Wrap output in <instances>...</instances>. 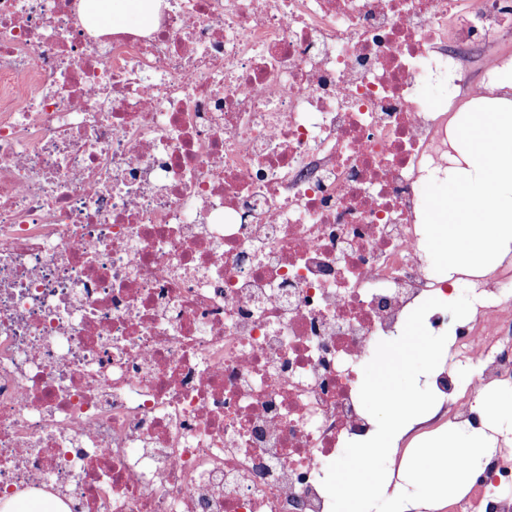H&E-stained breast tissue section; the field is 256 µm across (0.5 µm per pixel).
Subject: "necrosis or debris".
<instances>
[{"instance_id":"necrosis-or-debris-1","label":"necrosis or debris","mask_w":512,"mask_h":512,"mask_svg":"<svg viewBox=\"0 0 512 512\" xmlns=\"http://www.w3.org/2000/svg\"><path fill=\"white\" fill-rule=\"evenodd\" d=\"M0 0V500L68 512H331L372 416L357 371L444 291L421 180L458 157L463 42L512 0H159L97 35ZM433 375L487 428L512 381V253L468 271ZM477 364L472 391L455 369ZM448 512H512L494 452Z\"/></svg>"}]
</instances>
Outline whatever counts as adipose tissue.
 Returning <instances> with one entry per match:
<instances>
[{"mask_svg": "<svg viewBox=\"0 0 512 512\" xmlns=\"http://www.w3.org/2000/svg\"><path fill=\"white\" fill-rule=\"evenodd\" d=\"M82 22L103 29L151 25L143 0H81ZM495 95L473 97L465 115L463 164L430 218L440 247L460 262L491 255L512 242V71L500 73Z\"/></svg>", "mask_w": 512, "mask_h": 512, "instance_id": "ef3b65f1", "label": "adipose tissue"}]
</instances>
